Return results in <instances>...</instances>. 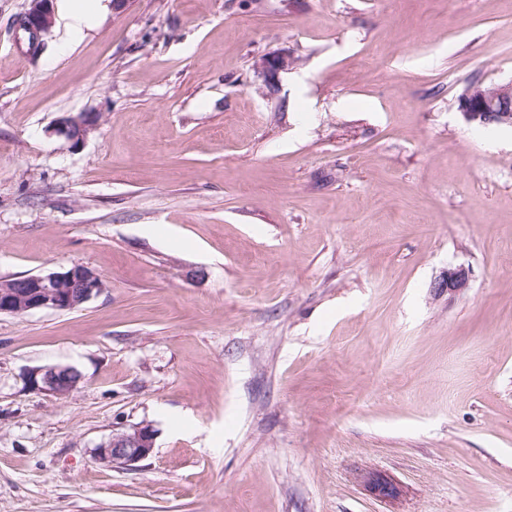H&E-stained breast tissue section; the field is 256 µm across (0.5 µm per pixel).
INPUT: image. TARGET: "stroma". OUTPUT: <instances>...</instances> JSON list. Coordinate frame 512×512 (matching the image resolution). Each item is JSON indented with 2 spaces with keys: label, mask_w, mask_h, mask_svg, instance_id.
<instances>
[{
  "label": "stroma",
  "mask_w": 512,
  "mask_h": 512,
  "mask_svg": "<svg viewBox=\"0 0 512 512\" xmlns=\"http://www.w3.org/2000/svg\"><path fill=\"white\" fill-rule=\"evenodd\" d=\"M29 6L0 0V280L106 287L0 315V512H512V127L457 109L512 79V0H126L36 52ZM45 365L82 387L31 391ZM141 422L150 458L95 460ZM96 125L94 117L88 114H79L77 116H67L60 119L54 131L77 145L83 142L88 135L94 131ZM104 289L99 274L79 263L63 271L0 282V315H22L35 310L80 309ZM82 373L71 365H47L27 371L26 382L30 390L57 398H65L83 383Z\"/></svg>",
  "instance_id": "obj_1"
}]
</instances>
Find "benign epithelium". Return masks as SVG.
I'll list each match as a JSON object with an SVG mask.
<instances>
[{
    "label": "benign epithelium",
    "instance_id": "7a95c632",
    "mask_svg": "<svg viewBox=\"0 0 512 512\" xmlns=\"http://www.w3.org/2000/svg\"><path fill=\"white\" fill-rule=\"evenodd\" d=\"M54 24L53 0H31V8L22 17V28L33 43H40ZM290 66L283 56L264 57L259 64L264 77L274 78ZM512 101V80L495 85L472 98L467 92L458 109L469 123L481 126H512V108L505 109L502 102ZM96 128L95 118L87 114L60 119L55 133L77 145ZM469 286V278L462 268H450L442 284L448 293H460ZM104 289L99 274L79 263L63 271L22 277L16 281L0 282V315H22L35 310L52 309L73 311L83 307ZM82 373L71 365H47L27 371L26 382L30 390L57 398H65L83 383ZM155 448V430L150 423L132 425L116 431L95 449L96 460L113 469H132L148 459ZM368 483L374 493L383 499L397 494L396 486L379 475H371Z\"/></svg>",
    "mask_w": 512,
    "mask_h": 512
}]
</instances>
